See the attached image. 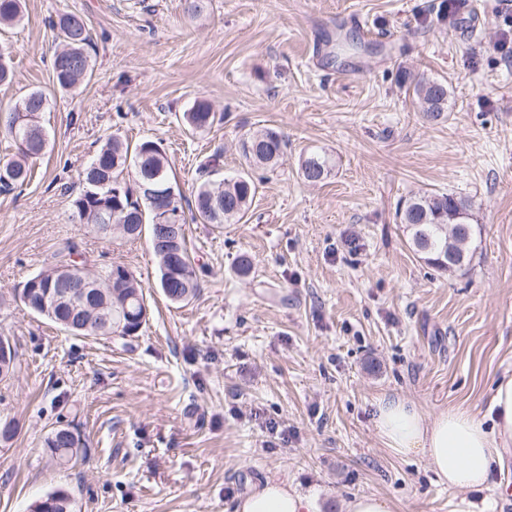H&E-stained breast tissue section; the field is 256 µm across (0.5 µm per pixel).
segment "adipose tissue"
Returning a JSON list of instances; mask_svg holds the SVG:
<instances>
[{"instance_id": "obj_1", "label": "adipose tissue", "mask_w": 512, "mask_h": 512, "mask_svg": "<svg viewBox=\"0 0 512 512\" xmlns=\"http://www.w3.org/2000/svg\"><path fill=\"white\" fill-rule=\"evenodd\" d=\"M487 411L493 416L489 423L462 407L446 408L430 418L414 403L383 396L375 403L373 425L392 453L421 454L449 487L481 489L493 468L512 457V375L495 382ZM234 512H313V504L311 497L270 478L241 499Z\"/></svg>"}]
</instances>
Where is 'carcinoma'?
Wrapping results in <instances>:
<instances>
[{
	"label": "carcinoma",
	"instance_id": "1",
	"mask_svg": "<svg viewBox=\"0 0 512 512\" xmlns=\"http://www.w3.org/2000/svg\"><path fill=\"white\" fill-rule=\"evenodd\" d=\"M23 17L22 0H0V26H11ZM60 48L52 60L53 78L61 90H69L90 79L94 65L90 55L92 36L87 22L75 13H59L48 20ZM419 107L430 119L448 111V83L445 80H420L412 89ZM49 108L46 95L33 89L7 109L3 132L16 145V153L0 158V190L7 191L30 179L31 166L48 148L49 138L42 116ZM217 120L212 104L196 99L182 114L186 130L192 134L210 129ZM288 143L272 129L257 131L242 139L240 149L247 166L273 169L283 158ZM220 154L208 156L198 165V182L194 191L193 219L216 229L241 220L258 192L259 184L243 170L222 180H213ZM301 173L309 182L324 180L333 169L332 158L313 152L302 159ZM82 190L73 198V213L91 225L96 233L107 237L95 222L97 215H112L118 222L143 207L144 223L154 224L157 214L140 186L153 180L155 186L172 196L173 210L181 223L173 242L152 247L159 265V288L172 304L190 301L199 288L195 259L186 241V217L183 195L170 173L167 157L152 140L130 144L118 134L109 136L80 173ZM471 201L451 192L416 194L398 203L396 214L409 232L411 246L428 265L438 271H456L472 258L470 243L473 232ZM76 247L70 246L56 255L53 275L41 278L39 287L30 289L24 304L62 330L75 336H133L147 323L149 308L145 289L136 276L123 265L97 268L83 256L72 259ZM76 281L93 293L89 304L74 306L55 301L50 292L61 282ZM53 458L60 464L76 460L81 452L80 440L72 428L53 429L45 439ZM73 500L56 490L35 500L29 512H73Z\"/></svg>",
	"mask_w": 512,
	"mask_h": 512
}]
</instances>
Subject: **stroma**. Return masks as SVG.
I'll return each mask as SVG.
<instances>
[{
    "label": "stroma",
    "instance_id": "obj_1",
    "mask_svg": "<svg viewBox=\"0 0 512 512\" xmlns=\"http://www.w3.org/2000/svg\"><path fill=\"white\" fill-rule=\"evenodd\" d=\"M24 0L0 27L14 80L50 103V146L30 183L0 192V336L17 350L0 378V512H28L53 490L75 512H233L266 479L345 512L376 494L394 512H512V462L488 489L441 483L420 454L375 434L382 395L433 416L485 410L512 373V0ZM72 12L94 40V74L63 92L49 16ZM448 82L439 120L418 112L410 78ZM207 98L224 120L187 136L182 112ZM288 138L275 171H256L247 215L215 230L188 221L200 290L174 306L157 293L147 239L103 242L71 217L78 173L101 142L161 144L186 203L196 168L220 153L244 168L243 136ZM335 161L306 182L301 156ZM469 199V266L441 273L396 216L418 192ZM121 263L152 290L137 335L73 336L31 313L24 282L68 245ZM252 267L240 274L238 262ZM277 433H269V423ZM86 447L66 466L44 446L58 426Z\"/></svg>",
    "mask_w": 512,
    "mask_h": 512
}]
</instances>
